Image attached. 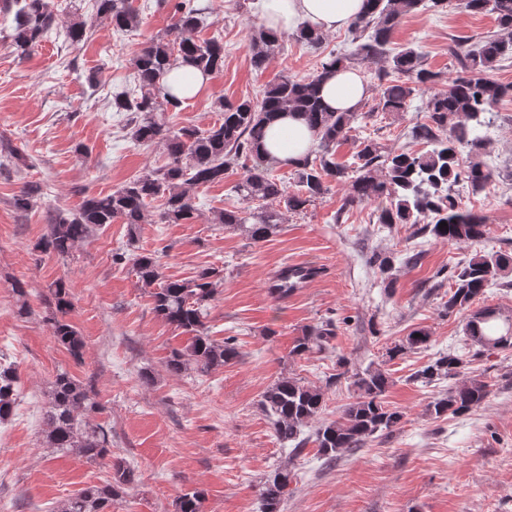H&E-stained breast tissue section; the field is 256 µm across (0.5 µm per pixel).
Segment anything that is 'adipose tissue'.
<instances>
[{"mask_svg":"<svg viewBox=\"0 0 512 512\" xmlns=\"http://www.w3.org/2000/svg\"><path fill=\"white\" fill-rule=\"evenodd\" d=\"M363 0H261L266 29L282 33L301 22L331 31L350 23L361 9ZM368 89L357 69L338 72L321 86V98L331 109L347 112L357 108L366 98ZM316 143L314 132L293 114L280 116L271 124L264 142L268 160L295 163Z\"/></svg>","mask_w":512,"mask_h":512,"instance_id":"1","label":"adipose tissue"}]
</instances>
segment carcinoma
<instances>
[{
	"mask_svg": "<svg viewBox=\"0 0 512 512\" xmlns=\"http://www.w3.org/2000/svg\"><path fill=\"white\" fill-rule=\"evenodd\" d=\"M96 4L98 17L119 31H130L139 24V12L132 0H96ZM447 8L491 13L500 33L471 47L451 41L448 52L459 71L448 81L446 91L434 92L438 75L424 67L422 53L412 48L394 52L390 45L404 16ZM4 10L12 15L10 37L21 57L58 29L72 45L87 35L82 21L60 27L46 0H5ZM202 13L194 0H177L169 30L173 38L150 39L134 59L135 86L112 96V108L124 113V129L129 138L137 145L162 146L168 162L145 170L110 194L84 196L75 213L57 214L50 219L47 233L35 249L67 256L97 229L117 219L133 231L143 223L148 204L160 195L165 196L162 222L190 224L197 218L190 188L224 181L225 168L232 163L243 170L234 193L243 201L259 202V206L253 211L226 209L216 220L226 228L243 231L255 242L267 239L281 226L282 211L273 208V203L284 205L287 211L300 210L326 194L331 182L349 187V206L378 204L379 224H411L418 236L454 244L472 245L486 238L487 217L467 209L456 186L461 184L477 194L495 176L486 152L488 133L494 123V107L512 98V84L493 80L488 73L501 61L512 59V0H364L363 10L349 25L354 44L351 52L330 55L308 77L281 76L265 86L259 100L218 101L221 118L207 129L185 126L173 130L164 116L168 109L181 104L165 90L166 77L173 67L185 65L211 77L224 70V43L217 38L201 41L196 36ZM324 36L323 31L308 23L293 33L297 41L310 47L320 45ZM278 42V36L265 30L253 38L252 65L263 68ZM365 59L385 64L378 75L381 111L405 112L415 92L425 95L429 122L413 126L410 137L425 144L426 149L386 153L368 135L350 159L336 161V144L343 133L353 123L371 118L372 113L328 111L321 101L319 84L333 71ZM286 110L298 112L318 138L316 147L293 164V191L271 174L260 154L268 125ZM39 193V184L26 185L15 199V206L28 209ZM442 222L447 226L441 229ZM394 261L395 257L387 254H378L369 261L386 289L394 288ZM132 266L141 287L150 294L155 316L191 334L188 344L172 351L166 361L171 375L207 373L241 358L235 337L228 336L219 344L208 336L203 323L207 306L224 281L223 271L206 267L189 280L166 279L153 253L133 255ZM510 272L512 256L497 252L479 251L455 266L448 300L441 303L440 312L444 316L466 315L464 334L470 345L488 351L512 350V323H499L496 311L490 307L472 309L487 288ZM49 292L45 321L55 341L79 360L84 339L66 320L72 307L71 288L60 279ZM335 330L336 326L328 322L307 328L294 341L291 354L301 357L326 350ZM430 342L428 330L415 329L386 348L385 361L426 348ZM469 363L457 351L438 352L411 375L412 380L425 386L442 379H458L443 397L428 404L427 412L434 418L464 415L486 401L489 384L478 376H462ZM352 378L354 400L341 408L338 419L322 423L315 431L317 453L329 464L364 447L375 434L393 432L403 419L402 412L384 401L393 384L388 370L369 367L352 374ZM15 388V369L0 356V423L13 413ZM324 406L322 388L286 376L270 385L260 401L277 439L283 444L294 443V456L301 454L306 444L303 427L317 419ZM100 412V405L83 382L66 371L58 373L44 410L47 446L69 450L88 460L108 455L112 447L110 434L102 425L92 423V417ZM293 478L294 473L286 464L273 467L265 475L260 492L261 512H282L284 502L293 493ZM134 480V469L117 458L112 461L111 483L82 489L57 512H112V501ZM203 502L202 492L185 493L176 499L175 512H204Z\"/></svg>",
	"mask_w": 512,
	"mask_h": 512,
	"instance_id": "cac0c4a2",
	"label": "carcinoma"
}]
</instances>
